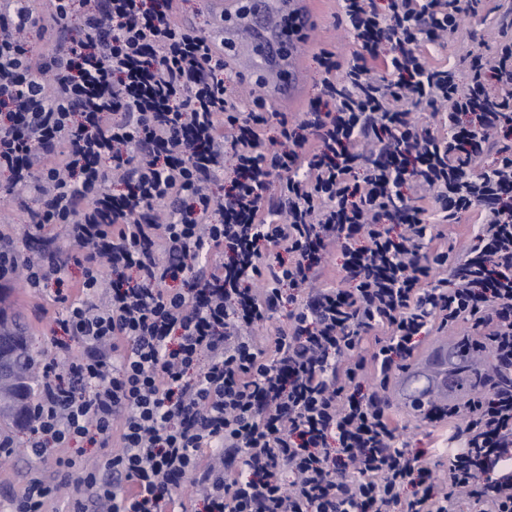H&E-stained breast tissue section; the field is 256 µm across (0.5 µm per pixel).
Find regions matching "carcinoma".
<instances>
[{
  "label": "carcinoma",
  "mask_w": 512,
  "mask_h": 512,
  "mask_svg": "<svg viewBox=\"0 0 512 512\" xmlns=\"http://www.w3.org/2000/svg\"><path fill=\"white\" fill-rule=\"evenodd\" d=\"M0 342L14 371L0 377V439H12L33 398L34 369L42 353L33 348L20 317L11 312L8 296L0 290Z\"/></svg>",
  "instance_id": "carcinoma-1"
}]
</instances>
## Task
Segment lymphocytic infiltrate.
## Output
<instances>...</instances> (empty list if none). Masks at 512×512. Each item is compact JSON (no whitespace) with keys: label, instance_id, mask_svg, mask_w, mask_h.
Masks as SVG:
<instances>
[{"label":"lymphocytic infiltrate","instance_id":"f902f5d3","mask_svg":"<svg viewBox=\"0 0 512 512\" xmlns=\"http://www.w3.org/2000/svg\"><path fill=\"white\" fill-rule=\"evenodd\" d=\"M180 2L0 0V176L44 242L0 233V281L63 305L26 445L58 481L33 473L13 512L62 486L73 512H175L191 474L202 512H512V0L462 77L428 52L473 42L481 0H340L353 60L320 50L293 119L229 102ZM462 323L492 364L424 415L449 424L441 472L385 393ZM82 439L93 468L54 457Z\"/></svg>","mask_w":512,"mask_h":512}]
</instances>
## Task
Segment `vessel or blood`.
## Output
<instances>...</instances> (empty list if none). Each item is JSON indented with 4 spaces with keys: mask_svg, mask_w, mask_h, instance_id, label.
Wrapping results in <instances>:
<instances>
[{
    "mask_svg": "<svg viewBox=\"0 0 512 512\" xmlns=\"http://www.w3.org/2000/svg\"><path fill=\"white\" fill-rule=\"evenodd\" d=\"M213 11L229 17L247 11L253 45L248 54L238 55V65L246 71L261 69L269 76L274 98L287 103L299 90L301 73L296 55L284 39L279 24L282 13L295 16L300 26H310L315 16L313 0H210ZM472 348L455 336H439L414 359L394 381L390 400L405 411L420 414L430 404L467 400L479 382L470 365Z\"/></svg>",
    "mask_w": 512,
    "mask_h": 512,
    "instance_id": "b4317fda",
    "label": "vessel or blood"
}]
</instances>
